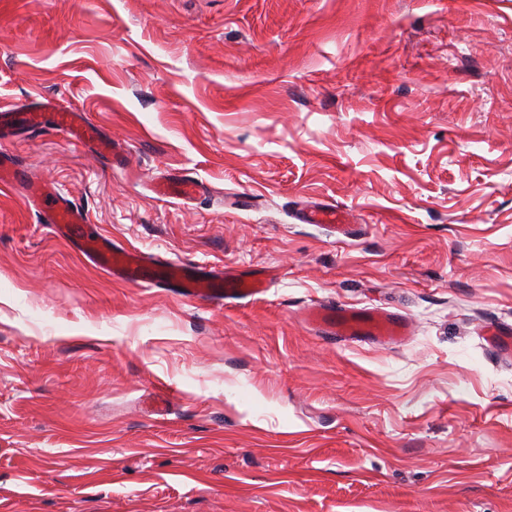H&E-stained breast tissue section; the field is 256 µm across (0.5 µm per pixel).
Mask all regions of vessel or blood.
Masks as SVG:
<instances>
[{
  "label": "vessel or blood",
  "instance_id": "1",
  "mask_svg": "<svg viewBox=\"0 0 512 512\" xmlns=\"http://www.w3.org/2000/svg\"><path fill=\"white\" fill-rule=\"evenodd\" d=\"M50 118L55 128L71 140L90 145L102 156L114 154L111 140L103 137L85 114L58 105ZM0 182L10 185L34 208L42 210L44 221L53 234L74 244L94 267L123 281L134 284L172 282L183 296L190 299H241L266 291L261 279L247 278L229 270L203 275L195 265L161 263L144 253L116 246L110 237L86 231L88 219L80 209L60 198L54 190L37 186L25 171L13 166L2 154ZM305 221L342 227L348 221V214L328 205L309 211ZM306 318L324 334L341 342L367 338L378 343H395L408 334L407 322L402 315L375 309L316 304L308 308Z\"/></svg>",
  "mask_w": 512,
  "mask_h": 512
}]
</instances>
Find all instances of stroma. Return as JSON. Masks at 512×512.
I'll list each match as a JSON object with an SVG mask.
<instances>
[{
	"label": "stroma",
	"instance_id": "stroma-1",
	"mask_svg": "<svg viewBox=\"0 0 512 512\" xmlns=\"http://www.w3.org/2000/svg\"><path fill=\"white\" fill-rule=\"evenodd\" d=\"M49 98L122 157L0 150L89 230L277 277L121 281L0 184V512H512V0H0V103ZM183 174L208 194L155 193ZM328 204L353 235L299 221ZM306 319L340 342L367 338L378 343H396L408 334L402 315L375 309L315 304L307 309Z\"/></svg>",
	"mask_w": 512,
	"mask_h": 512
}]
</instances>
